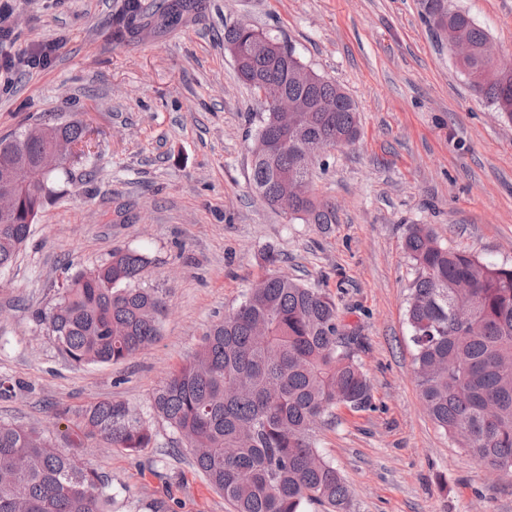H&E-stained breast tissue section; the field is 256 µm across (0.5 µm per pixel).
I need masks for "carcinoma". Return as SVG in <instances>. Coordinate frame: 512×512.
Masks as SVG:
<instances>
[{"label":"carcinoma","mask_w":512,"mask_h":512,"mask_svg":"<svg viewBox=\"0 0 512 512\" xmlns=\"http://www.w3.org/2000/svg\"><path fill=\"white\" fill-rule=\"evenodd\" d=\"M446 20L471 47L461 64L475 94L512 121V73L494 64L488 33L466 13ZM235 28L224 47L239 49L240 81L253 90L278 83L291 96L321 106L295 113L288 147L267 152L282 133L264 110L254 141L252 182L276 206L282 182L311 179L318 157L303 145L333 148L360 135L351 98L317 76L307 86L287 79L295 47L275 59L251 47ZM50 136L83 142L79 122L28 127L0 139V153L27 138L26 162L15 175L17 210L0 216V272L8 269L31 234L44 204L60 193L62 166L37 171ZM291 217L308 224L336 223V208L313 197L291 198ZM404 248L417 277L407 305L415 353L414 377L429 416L478 464L512 475V268L498 267L442 244L425 224L407 225ZM148 258L117 250L66 280L46 316L57 348L76 364L124 361L155 341L164 299L134 286ZM460 305L471 321L455 317ZM344 333L335 301L319 288L270 274L224 317L213 322L192 357L153 394L151 409L179 436L181 447L234 512H306L327 505L349 512L350 490L320 453L316 427L339 404L370 405L368 380ZM83 429L110 448L136 450L152 441L147 422L110 399L89 405ZM52 444L44 431L0 422V512H112V497L98 472Z\"/></svg>","instance_id":"cac0c4a2"}]
</instances>
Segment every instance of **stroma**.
Instances as JSON below:
<instances>
[{"instance_id": "1", "label": "stroma", "mask_w": 512, "mask_h": 512, "mask_svg": "<svg viewBox=\"0 0 512 512\" xmlns=\"http://www.w3.org/2000/svg\"><path fill=\"white\" fill-rule=\"evenodd\" d=\"M427 2L140 0L118 41L125 0H0L12 32L0 61L16 62L0 76V137L46 118L87 128L65 192L0 273V380L13 387L0 396V421L42 429L90 463L118 512H233L150 405L210 324L277 271L322 288L359 334L371 405L336 406L316 430L351 491L350 512H512V477L438 429L413 373L407 225L512 266V122L474 93ZM447 4L512 55V0ZM241 20L294 44L356 105L359 141L326 153L311 180L317 198L335 203V223L290 219L252 190L262 106L224 48L225 28ZM46 44L47 66L19 65ZM116 249L148 258L137 285L166 300L159 335L123 362L74 364L42 316L68 275ZM106 398L148 421V447L108 449L84 433L80 412Z\"/></svg>"}]
</instances>
